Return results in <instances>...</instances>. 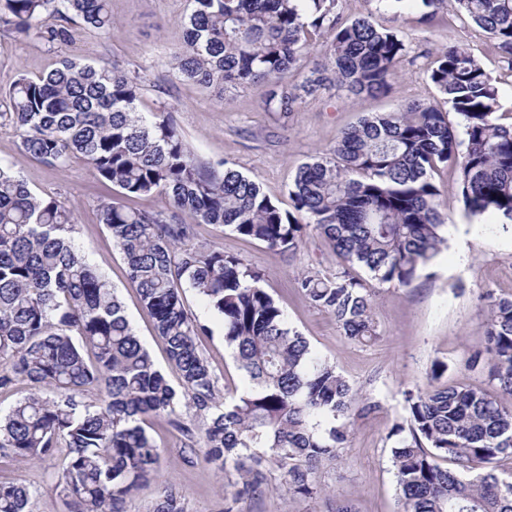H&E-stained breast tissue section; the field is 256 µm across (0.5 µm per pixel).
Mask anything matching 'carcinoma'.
Listing matches in <instances>:
<instances>
[{
  "label": "carcinoma",
  "instance_id": "obj_1",
  "mask_svg": "<svg viewBox=\"0 0 512 512\" xmlns=\"http://www.w3.org/2000/svg\"><path fill=\"white\" fill-rule=\"evenodd\" d=\"M191 2L185 41L171 55L181 75L221 93L228 85L264 87L265 105L282 112L299 107L297 90L311 94L326 79L355 94H383L405 52L396 32L365 17L342 19L339 0ZM455 2L512 68V0ZM109 3L0 0V27L53 44L71 38L56 21L76 16L110 33ZM317 36L327 37L324 64L297 89L288 78ZM428 79L448 111L414 100L360 118L333 148L298 167L286 210L238 170L197 161L170 113L147 119L137 112L138 78L69 60L45 76L18 75L0 96V119L13 124L35 160L64 168L80 156L116 192L98 201L99 221L123 255L181 390L75 246L68 201L32 193L0 163V392L19 381L53 390L16 401L0 418V458L62 453L53 486L72 512H125L131 491L160 477V450L145 422L164 416L189 451L203 448L206 462L241 472L225 490V512L261 490L269 462L294 492L316 494L313 464L346 447L353 419L378 404L288 325L260 272L196 243V227L222 224L288 251L314 227L342 269L304 274L298 290L349 339L375 342V295L354 270L408 288L433 264L448 242L434 171L458 173L468 217L512 221V124L495 118L497 82L458 45L438 52ZM451 112L461 118V138ZM155 194L167 197L166 208L127 205ZM187 288L222 317L224 342L249 382L228 399H218V377L198 349L205 328L184 305ZM484 357L488 383L512 396V296L489 304L484 350L472 365ZM447 370L434 362L426 388L405 392L406 417L390 432L401 512H512V481L495 466L512 456V407L480 385L442 381ZM93 393L100 399H88ZM32 497L28 485L0 481V512H32ZM151 512H184L181 496L162 486Z\"/></svg>",
  "mask_w": 512,
  "mask_h": 512
}]
</instances>
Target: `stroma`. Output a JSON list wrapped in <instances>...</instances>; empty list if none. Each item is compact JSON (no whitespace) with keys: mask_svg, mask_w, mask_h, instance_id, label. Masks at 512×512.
I'll return each mask as SVG.
<instances>
[{"mask_svg":"<svg viewBox=\"0 0 512 512\" xmlns=\"http://www.w3.org/2000/svg\"><path fill=\"white\" fill-rule=\"evenodd\" d=\"M114 24L104 34L70 22L69 41L45 43L36 37L0 35V90H7L18 73L47 74L69 58L96 67H117L137 76L138 108L144 114L171 112L195 158L214 168L230 165L258 182L282 208H289L288 191L298 166L334 146L341 132L361 116L388 112L398 104L419 99L440 104L424 69L438 48L454 43L481 61L500 86V123H512V67L489 41L464 18L450 0L439 20L421 23V0H341L342 17L371 15L376 25L394 29L407 54L401 75L390 94L354 95L333 84L304 96L298 111L275 112L261 102L259 89L229 86L223 96L185 79L175 68L172 51L184 42V17L189 0H110ZM0 162L9 164L33 192L61 194L72 205L75 244L96 264L117 291L125 313L156 365L172 385L177 369L169 362L149 312L142 306L119 249L103 224L96 204L111 191L99 183L89 165L73 158L63 169L45 166L23 152L16 131L0 121ZM442 190V210L448 215V246L411 287L398 288L369 278L359 270L376 295L374 319L379 338L370 345L349 340L329 314L314 308L298 291L301 275L318 271L335 274L341 261L324 239L307 229L296 252L280 253L249 240L220 224L197 228L200 242L215 246L261 271L263 286L288 316L289 323L349 381L357 392L378 403L375 412L358 419L346 448L315 468L321 491L302 496L289 490L275 464H267L264 492L238 501L235 512H334L337 500L352 501L356 512H398V491L391 460L389 432L405 417L404 393L426 387L434 361L448 365L447 380L482 384L484 370L472 369V349L485 338L488 322L486 293L512 296V223L468 218L457 189V174L444 168L435 177ZM469 262L454 263L458 249ZM186 307L207 329L199 349L218 376L219 396H232L244 385L230 350L224 344V325L193 291L186 290ZM150 433L161 450L160 478L181 495L185 512H224V491L238 482L233 467L204 462L202 453L189 452L182 437L163 418L150 422ZM59 465L49 459L18 464L0 459V481H24L33 491L32 512H70L52 491L51 476Z\"/></svg>","mask_w":512,"mask_h":512,"instance_id":"stroma-1","label":"stroma"}]
</instances>
